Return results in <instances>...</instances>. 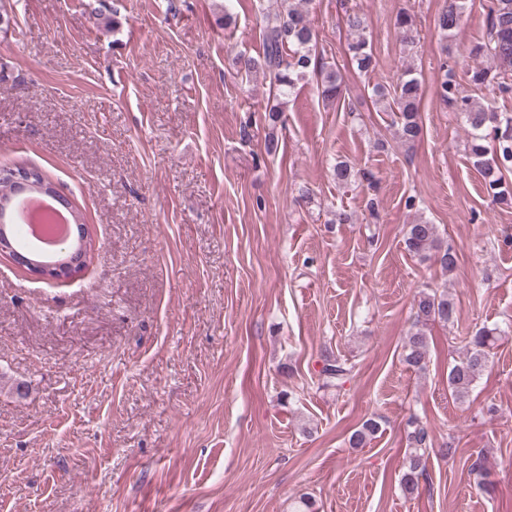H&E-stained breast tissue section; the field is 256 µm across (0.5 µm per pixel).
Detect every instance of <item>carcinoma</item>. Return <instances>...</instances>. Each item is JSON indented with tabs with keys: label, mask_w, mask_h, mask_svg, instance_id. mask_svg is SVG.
<instances>
[{
	"label": "carcinoma",
	"mask_w": 512,
	"mask_h": 512,
	"mask_svg": "<svg viewBox=\"0 0 512 512\" xmlns=\"http://www.w3.org/2000/svg\"><path fill=\"white\" fill-rule=\"evenodd\" d=\"M468 0H446L437 17V27L445 41H450L466 13ZM263 53L257 58L238 57L236 64L245 72H262L279 98H285L296 84L311 76L320 83L324 101H338L343 78L339 71L324 62L318 50V34L309 12L302 4L290 5L288 10L266 12L262 15ZM345 24L358 39L349 44L351 59L359 73L369 75L376 69L372 45L363 36L365 17L356 12L346 13ZM472 55L485 60V65L471 71L469 81L474 85L494 83L502 93L512 92V0H492L486 37L471 50ZM436 93L444 105L462 114L470 137L469 155L474 168L485 178L488 194L497 201H512V186L503 179V173L512 172V114L489 112L464 93L448 63L440 66ZM375 103L392 100L397 112V135L408 146L420 140L422 121L419 112L421 83L415 69L407 68L398 78L393 91L382 84L374 85ZM336 182L349 184L366 178V174L345 162L334 168ZM406 250L426 258L434 256L445 271L457 264V253L440 243L438 226L427 220L406 225ZM456 315V304L447 292L434 289L420 294L416 301L412 330L406 336L402 359L416 372L426 369L428 339L426 327L432 322L450 324ZM498 339L496 329L482 327L471 336L464 337L458 360L448 370V392L459 402L465 401L474 384L488 368L490 348ZM355 365L341 358L326 356L319 370V381L324 387L343 388ZM412 431L408 441L413 452L409 455L399 479L404 497L418 494L420 481L426 472L427 450L432 447L428 428L418 417L409 419ZM380 429V422L370 417L355 429L349 443L363 448Z\"/></svg>",
	"instance_id": "obj_1"
}]
</instances>
